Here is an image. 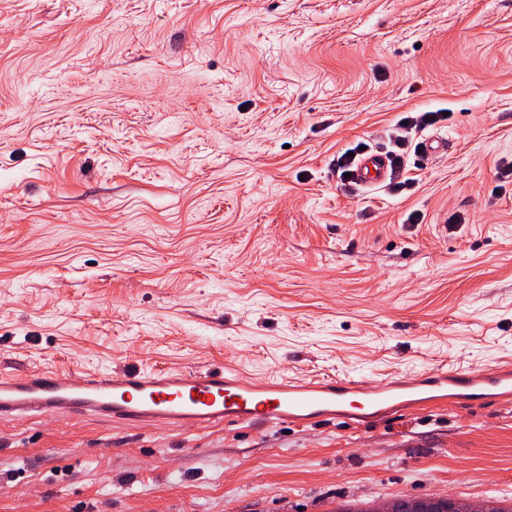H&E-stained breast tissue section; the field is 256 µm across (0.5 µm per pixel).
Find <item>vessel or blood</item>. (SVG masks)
I'll return each mask as SVG.
<instances>
[{
	"instance_id": "obj_1",
	"label": "vessel or blood",
	"mask_w": 512,
	"mask_h": 512,
	"mask_svg": "<svg viewBox=\"0 0 512 512\" xmlns=\"http://www.w3.org/2000/svg\"><path fill=\"white\" fill-rule=\"evenodd\" d=\"M388 158L368 152L355 171L364 186L383 183ZM461 402L512 403V363L488 374L460 366L436 367L373 387L351 376L269 381L255 386L231 367L200 370L128 368L73 376L63 370L0 369V421L42 419L56 412L97 422L201 428L256 422L307 425L336 416L359 424L396 411Z\"/></svg>"
}]
</instances>
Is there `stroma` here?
<instances>
[{
	"mask_svg": "<svg viewBox=\"0 0 512 512\" xmlns=\"http://www.w3.org/2000/svg\"><path fill=\"white\" fill-rule=\"evenodd\" d=\"M410 189L344 181L403 117ZM430 137L446 150L424 153ZM512 359V0H0V367L258 383ZM512 503V405L0 421V512ZM437 497L395 498L391 501L397 506L394 512H448V500H439Z\"/></svg>",
	"mask_w": 512,
	"mask_h": 512,
	"instance_id": "stroma-1",
	"label": "stroma"
}]
</instances>
